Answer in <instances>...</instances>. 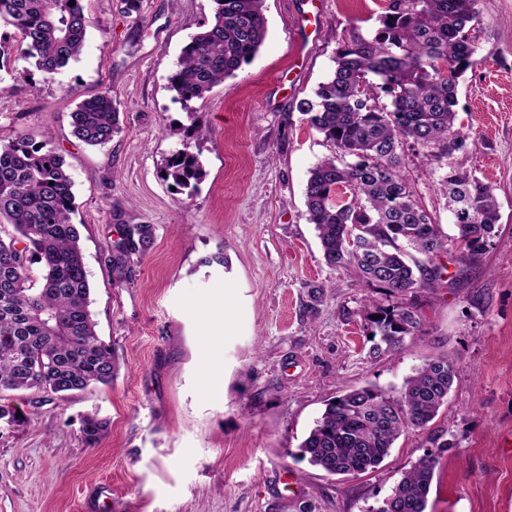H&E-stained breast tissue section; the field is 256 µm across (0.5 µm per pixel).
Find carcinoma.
Returning a JSON list of instances; mask_svg holds the SVG:
<instances>
[{"label":"carcinoma","instance_id":"cac0c4a2","mask_svg":"<svg viewBox=\"0 0 512 512\" xmlns=\"http://www.w3.org/2000/svg\"><path fill=\"white\" fill-rule=\"evenodd\" d=\"M75 5H70V2ZM211 22L183 47L171 89L201 99L258 53L267 35L265 0H213ZM476 0H389L372 34L349 32L331 77L297 110L334 153L309 171L305 205L325 263L353 272L363 285L396 299L365 320L380 358L406 346L422 327L419 308L403 302L442 278L438 263L452 244L481 255L498 234L494 190L448 162L469 133L455 111L459 80L475 53ZM0 20L16 28L46 79L82 54L89 17L83 0H0ZM386 97L389 103L379 102ZM76 138L103 146L121 130L120 111L106 92L69 114ZM446 170L441 182L455 234L443 233L403 174L404 147ZM205 176L189 143L166 161V177L195 188ZM73 181L63 156L29 136L0 142V394L29 392L38 408L56 398L115 379L119 358L98 336L77 226ZM119 239L109 249L113 278L132 279L155 241L152 224H127L115 214ZM40 265L34 275L33 265ZM455 378L446 358L430 359L391 396L374 386L332 398L300 444L309 463L329 475L373 472L406 431L428 433L426 450L382 504L370 512H426L441 453L454 447L431 429ZM0 403V427L25 417ZM82 441L97 446L108 421L87 414Z\"/></svg>","mask_w":512,"mask_h":512}]
</instances>
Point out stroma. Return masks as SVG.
<instances>
[{
    "instance_id": "obj_1",
    "label": "stroma",
    "mask_w": 512,
    "mask_h": 512,
    "mask_svg": "<svg viewBox=\"0 0 512 512\" xmlns=\"http://www.w3.org/2000/svg\"><path fill=\"white\" fill-rule=\"evenodd\" d=\"M78 61L52 79L12 52L0 66V141L18 134L63 155L76 198L99 336L122 367L107 386L38 408L0 431V512H372L425 451L395 443L379 469L329 476L299 445L327 400L371 384L394 395L427 359L456 368L434 427L445 452L427 512H512V0H479L474 64L456 110L470 137L454 166L493 187L499 233L478 261L452 249L444 276L418 289L422 332L375 359L365 312L385 298L326 265L307 219L310 169L332 152L296 109L334 69L352 28L373 33L388 0H265L257 55L202 99L169 87L181 51L213 17L212 0H84ZM30 70L20 81L21 70ZM106 92L122 130L101 147L74 137L69 113ZM290 124H283V115ZM201 137L188 141V127ZM206 172L173 189L165 162L183 143ZM444 233L453 225L440 173L404 168ZM156 229L130 281L113 280L114 214ZM220 254L223 264H208ZM325 294L311 303L310 285ZM109 422L96 447L82 417ZM104 496L94 497L98 486Z\"/></svg>"
}]
</instances>
